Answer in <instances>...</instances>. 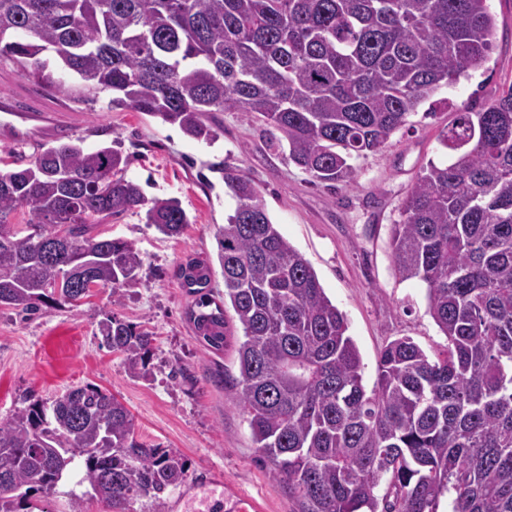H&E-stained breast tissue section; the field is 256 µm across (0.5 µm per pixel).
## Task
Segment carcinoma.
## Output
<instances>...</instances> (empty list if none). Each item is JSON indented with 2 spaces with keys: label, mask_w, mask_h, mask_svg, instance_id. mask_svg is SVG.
<instances>
[{
  "label": "carcinoma",
  "mask_w": 512,
  "mask_h": 512,
  "mask_svg": "<svg viewBox=\"0 0 512 512\" xmlns=\"http://www.w3.org/2000/svg\"><path fill=\"white\" fill-rule=\"evenodd\" d=\"M488 0H0V60L65 94L106 91L110 107L216 138L213 113L264 123L312 181L348 187L352 160L376 152L419 105L484 63ZM392 225L404 280L426 289L445 337L434 359L411 338L380 353L372 390L343 313L310 263L272 223L255 182L224 166L234 208L217 228L224 301L190 261L182 287L198 340L218 353L240 325L235 399L294 512H512V86L442 134ZM114 147L50 146L0 170V291L36 314L73 305L70 277L95 250L97 287L137 280L136 245L91 234L88 219L145 209L166 237L190 219L175 198L148 200ZM28 209L19 228L9 217ZM69 226L51 261L39 243ZM233 315H228V311ZM99 332L129 376L149 374L152 334L108 315ZM112 512L157 507L187 477L185 458L138 439L130 411L94 383L52 400L29 391L0 421V512L49 492L75 459Z\"/></svg>",
  "instance_id": "obj_1"
}]
</instances>
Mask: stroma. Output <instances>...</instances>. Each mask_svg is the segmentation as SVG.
I'll return each mask as SVG.
<instances>
[{
  "mask_svg": "<svg viewBox=\"0 0 512 512\" xmlns=\"http://www.w3.org/2000/svg\"><path fill=\"white\" fill-rule=\"evenodd\" d=\"M496 27L486 61L455 87L430 96L385 148L354 160L351 186L328 189L270 146L264 125L237 112L214 116L213 142L193 139L179 125L142 112L112 109L109 96L75 103L0 61V97L18 110L53 113L65 141L94 151L119 141L128 158L127 177L147 198H178L190 222L168 238L147 226L143 213L97 217L94 234L135 243L143 266L135 283L117 292L94 289L73 308L44 310L26 319L0 307V420L9 417L27 390L52 399L67 388L94 383L124 403L143 441L184 456V484L170 492L163 512H293L286 488L268 475L251 441V429L221 375L237 372L242 341L228 325L224 352L212 353L187 320L193 298L182 288L180 265L206 260L214 286L224 280L215 233L233 205L214 163L244 171L259 188L281 234L311 264L326 295L345 315L372 387L380 352L408 337L428 355L444 338L427 312L426 290L398 275L391 227L417 175L441 156L439 136L465 109L480 110L512 84V0H489ZM152 332V375L126 373L122 355L108 349L98 324L106 315Z\"/></svg>",
  "mask_w": 512,
  "mask_h": 512,
  "instance_id": "1",
  "label": "stroma"
}]
</instances>
